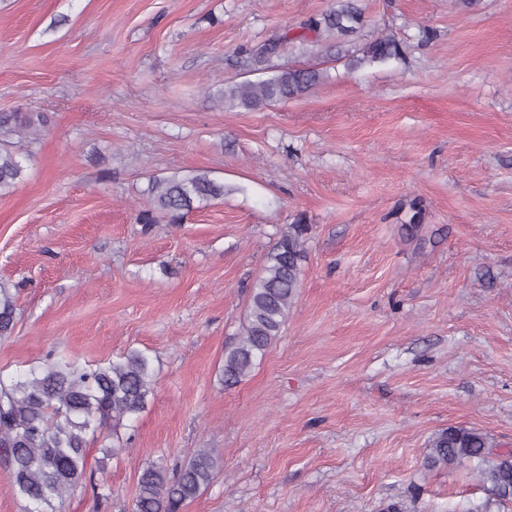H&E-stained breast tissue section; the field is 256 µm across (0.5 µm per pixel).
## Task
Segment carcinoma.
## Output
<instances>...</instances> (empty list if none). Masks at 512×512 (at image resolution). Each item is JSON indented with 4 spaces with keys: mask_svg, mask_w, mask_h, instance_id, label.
<instances>
[{
    "mask_svg": "<svg viewBox=\"0 0 512 512\" xmlns=\"http://www.w3.org/2000/svg\"><path fill=\"white\" fill-rule=\"evenodd\" d=\"M363 26L355 0H336L330 12L303 24L300 40L319 44L336 37L340 39L336 58L344 57L354 67L400 55L399 41L392 35L346 47L344 38ZM280 46L281 40H268L252 51L251 58L257 64L265 63ZM324 78L323 70L312 67L274 70L265 78L224 85L222 99L228 109L257 110L302 97ZM39 123L40 118L31 114L0 113V196L10 193L22 178L28 157V147L9 137L32 134ZM147 195L139 223L149 225L165 218L177 224L195 204L224 196V184L200 174L159 177L149 184ZM306 233L307 225L297 219L267 253L251 288L244 331L224 355V386L239 383L281 335L300 286ZM14 316L15 301L0 286L1 337L12 334ZM154 376L151 359L132 349L88 367L50 355L23 377H0V458L10 470L16 496L31 505L28 512H62L65 496L84 473L88 432L108 424L115 428L144 411ZM217 458L215 449L202 448L173 476L155 463L144 466L132 512H180L184 502L209 485ZM428 460L433 465L476 460L484 464L481 474L495 495L512 499V454L493 453L487 437L477 430L452 426L442 431L431 444Z\"/></svg>",
    "mask_w": 512,
    "mask_h": 512,
    "instance_id": "cac0c4a2",
    "label": "carcinoma"
}]
</instances>
